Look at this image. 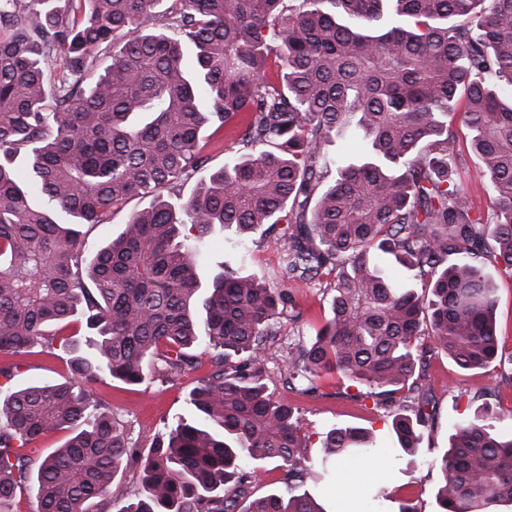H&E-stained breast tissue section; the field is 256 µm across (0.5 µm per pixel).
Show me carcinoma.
Instances as JSON below:
<instances>
[{"label": "carcinoma", "instance_id": "cac0c4a2", "mask_svg": "<svg viewBox=\"0 0 512 512\" xmlns=\"http://www.w3.org/2000/svg\"><path fill=\"white\" fill-rule=\"evenodd\" d=\"M161 2L0 0V354L46 352L51 325L83 329L66 343L67 381L0 385V512H21L30 480L38 512H328L306 489L315 462L294 408L264 383L292 296L228 266L202 282L206 237L218 224L242 247L285 224L282 281L327 278L331 292V318L288 352V387L313 393L336 372L387 406L410 401L392 429L416 454L438 420L426 360L441 351L474 370L503 357L490 269L512 277V0ZM103 47L111 63L94 77ZM206 125L224 132V166L183 199ZM458 125L489 174L485 212L456 178ZM346 135L366 143L357 162L327 153ZM135 195L153 203L87 247L80 227ZM203 355L188 415L145 455L93 400L103 375L137 385L151 364L171 381ZM495 419L486 405L453 424L436 458L440 512L512 502V433ZM60 430V448L30 455ZM321 448L330 479L329 459L375 450L366 431L336 427ZM269 462L283 487L256 497Z\"/></svg>", "mask_w": 512, "mask_h": 512}]
</instances>
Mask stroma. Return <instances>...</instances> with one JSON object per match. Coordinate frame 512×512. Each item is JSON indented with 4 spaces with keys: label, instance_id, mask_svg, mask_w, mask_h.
Masks as SVG:
<instances>
[{
    "label": "stroma",
    "instance_id": "obj_1",
    "mask_svg": "<svg viewBox=\"0 0 512 512\" xmlns=\"http://www.w3.org/2000/svg\"><path fill=\"white\" fill-rule=\"evenodd\" d=\"M455 149L467 156L466 165L459 171V181L471 190L475 207L486 209L489 197L485 188L489 176L471 154L465 127L457 129ZM231 237V232L215 228L206 258V271L217 270L224 263L242 274L258 276L269 287H281L279 267L285 255V242L261 231L252 233L248 240L250 258L243 262L230 244ZM289 292L299 318L285 324L280 336L267 346L266 386L273 398L287 400L296 408L301 433L308 440L311 456L320 455V440L329 428L354 427L369 431L382 451L372 457L349 461L348 499L357 503L356 512H399L405 504L414 507L416 512H438L435 496L440 474L437 466L419 455L394 457L392 449L397 440L391 428L393 410L383 405L379 397L368 395L364 388L351 386L337 373L322 375L317 381V393L304 395L289 390L284 380L283 356L289 347L313 338L330 316V294L325 281L293 285ZM68 358V353L57 344L49 355L18 360L0 355V367L15 365L9 385L21 389L45 381H64L69 376ZM426 376L437 403L438 422L432 431L425 433L421 446L431 449L433 457L446 451L452 424L473 415L483 403L496 411L498 431H512L511 362L505 361L488 369L463 371L447 356L439 354L429 360ZM193 382V376L188 375L170 382L148 379L129 386L106 378L95 386L94 397L124 426L136 447L145 453L165 424L186 414V397ZM482 390L487 393L485 401H473V394Z\"/></svg>",
    "mask_w": 512,
    "mask_h": 512
}]
</instances>
